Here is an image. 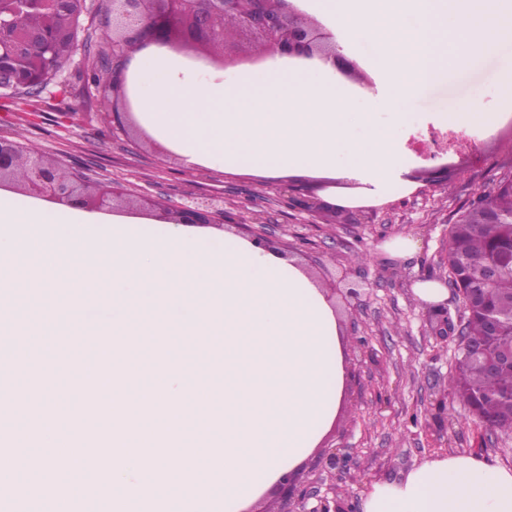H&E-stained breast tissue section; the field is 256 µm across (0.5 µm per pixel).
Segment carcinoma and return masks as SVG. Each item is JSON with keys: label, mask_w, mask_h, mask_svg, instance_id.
Wrapping results in <instances>:
<instances>
[{"label": "carcinoma", "mask_w": 512, "mask_h": 512, "mask_svg": "<svg viewBox=\"0 0 512 512\" xmlns=\"http://www.w3.org/2000/svg\"><path fill=\"white\" fill-rule=\"evenodd\" d=\"M0 8L10 11L15 21L33 25L36 19L12 0H0ZM481 198L471 200L450 226L448 273L460 284L462 319L472 346L490 357L512 353V252L511 224H472L471 215ZM501 261L497 270L492 263ZM501 323L489 331L486 317ZM455 398L467 406L482 425L497 432H512V367H488L462 351L453 379Z\"/></svg>", "instance_id": "cac0c4a2"}]
</instances>
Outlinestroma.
I'll use <instances>...</instances> for the list:
<instances>
[{"mask_svg":"<svg viewBox=\"0 0 512 512\" xmlns=\"http://www.w3.org/2000/svg\"><path fill=\"white\" fill-rule=\"evenodd\" d=\"M510 73L512 44L446 81L420 87L401 103L409 114L405 122L387 113L378 120L392 127L395 144L403 148L409 135L438 125L441 113L512 111V101L500 90ZM111 110V99L88 78L79 46L39 97H0V136L134 197L178 205L217 196L236 224L247 223L251 212L270 211L269 239L318 284L364 286L361 305H337L346 341L344 406L320 444L347 465L332 474L319 455H312L297 469L301 484L319 487V498H326L334 512H361V501L374 485L399 481L436 454H471L512 467V433H488L456 400L457 340L432 335V310L420 306L413 292L420 280L447 281L441 259L448 249V226L463 205L492 193L499 175L512 168L511 131L501 127L489 135L482 123L472 122L457 171L448 180L424 189L400 178L380 198L365 187L324 190L320 196L327 202L365 206L369 212L315 217L287 198L267 195L263 172L188 170L138 137L113 136ZM400 235L418 242L417 250L402 259L384 249ZM319 498L302 501L275 491L265 503L274 512H312Z\"/></svg>","mask_w":512,"mask_h":512,"instance_id":"stroma-1","label":"stroma"}]
</instances>
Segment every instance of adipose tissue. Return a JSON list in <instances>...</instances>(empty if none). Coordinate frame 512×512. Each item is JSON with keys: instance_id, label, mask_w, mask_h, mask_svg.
Segmentation results:
<instances>
[{"instance_id": "adipose-tissue-1", "label": "adipose tissue", "mask_w": 512, "mask_h": 512, "mask_svg": "<svg viewBox=\"0 0 512 512\" xmlns=\"http://www.w3.org/2000/svg\"><path fill=\"white\" fill-rule=\"evenodd\" d=\"M201 60L155 45L135 55L129 88L137 119L190 169L227 165L277 174L286 167L337 166L341 177L387 193L402 165L389 129L361 112L331 65L290 66L274 57L262 72L212 77ZM370 133L360 143L355 126ZM362 512H512V468L475 455L427 459L394 483L377 484Z\"/></svg>"}]
</instances>
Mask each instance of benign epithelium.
<instances>
[{
	"instance_id": "1",
	"label": "benign epithelium",
	"mask_w": 512,
	"mask_h": 512,
	"mask_svg": "<svg viewBox=\"0 0 512 512\" xmlns=\"http://www.w3.org/2000/svg\"><path fill=\"white\" fill-rule=\"evenodd\" d=\"M297 0H106L108 20L104 26L112 31V47L99 58V64L112 74V83L103 87V95L117 98L113 104V130L129 133L123 119L132 118V103L128 91V65L135 51L152 45H169L183 52L206 51L205 59L216 70L229 65L261 61L268 57L317 60L329 63L342 75L352 78L370 91L375 84L359 65L344 56L338 46L329 41L324 25L306 17L297 7ZM29 8L44 15L45 24L38 31L18 35L14 18L0 10V91L20 89L41 92L47 86L44 70L51 64L55 42L70 39L77 43V31L69 23L71 0H26ZM60 166L49 161L42 152L22 150L17 144L0 137V188L9 184L20 192L52 203H67L81 209L103 213L119 209L123 193L106 184L93 188L78 178L65 179ZM453 166L441 164L418 168L406 175L412 182H426L424 174L440 172L448 176ZM277 195L290 194L298 198L302 183L298 179L275 180L266 183ZM143 201L138 210L148 212L168 224L203 227L227 221L224 208L209 200H193L174 208L160 207ZM307 211L317 214L330 209L333 213H363L361 206L328 204L313 194L304 200ZM486 223L511 224L512 211L494 207L481 214ZM264 228L266 218L258 213L252 224L241 229L254 244L270 247L265 234L253 225ZM432 331L444 338L455 336L460 348L469 347L461 333V320H452L448 308L436 309ZM280 488L301 500L319 496L316 486H296V474L285 473Z\"/></svg>"
}]
</instances>
